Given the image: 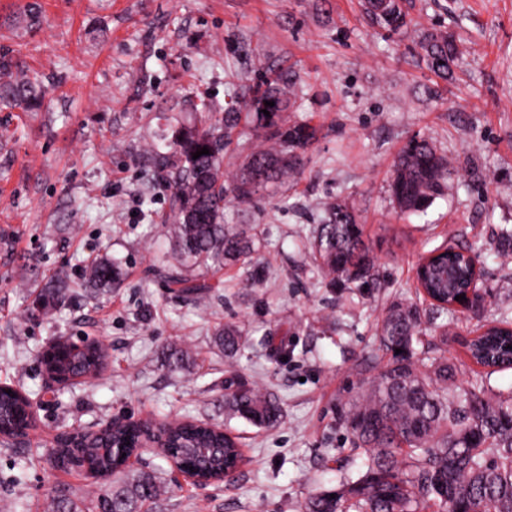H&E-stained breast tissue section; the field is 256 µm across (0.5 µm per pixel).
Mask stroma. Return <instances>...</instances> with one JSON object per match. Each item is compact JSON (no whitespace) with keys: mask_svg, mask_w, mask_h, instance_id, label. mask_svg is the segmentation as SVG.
Returning <instances> with one entry per match:
<instances>
[{"mask_svg":"<svg viewBox=\"0 0 512 512\" xmlns=\"http://www.w3.org/2000/svg\"><path fill=\"white\" fill-rule=\"evenodd\" d=\"M27 0H0V49L19 52L47 92L38 112L0 111V383L38 407L23 443L0 444V501L45 512L94 477L45 461L56 436L96 431L112 418H182L239 436L244 462L229 481L196 486L153 448L140 468L166 485L158 512H301L307 498L357 479L367 460L343 416L374 380L378 327L398 299L419 301L415 269L434 248H478L485 276L479 316H448V339L422 336L457 380L477 367L463 342L512 314V257L497 241L512 226V0H409L414 27L374 24L360 0H39L31 33L5 26ZM452 35L461 54L447 78L429 70L426 33ZM269 82L297 94L285 122H310L316 140L300 170L257 203H229L225 220L255 226L263 282L237 284L238 268L191 269L210 286L201 308L172 293L162 268L177 264L162 219L170 191L151 149L166 153L201 108L223 115L246 87ZM452 163L425 212L401 213L388 183L414 135ZM346 201L378 270L377 289L332 285L309 257L329 207ZM115 262L117 286L79 285L88 260ZM61 278L72 290L56 309L33 305ZM230 323L244 335L231 359L213 340ZM274 332L288 355H268ZM58 336L101 340L109 361L89 383L48 396L39 355ZM189 370L161 364L170 341ZM247 380L281 402L261 430L224 416V385Z\"/></svg>","mask_w":512,"mask_h":512,"instance_id":"obj_1","label":"stroma"}]
</instances>
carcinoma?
<instances>
[{
	"mask_svg": "<svg viewBox=\"0 0 512 512\" xmlns=\"http://www.w3.org/2000/svg\"><path fill=\"white\" fill-rule=\"evenodd\" d=\"M405 0H365L373 21L397 31L411 25ZM429 68L448 75L459 54L456 41L444 33L426 34L421 41ZM46 89L41 82L20 71L19 61L8 51L0 53V106L21 112L39 111ZM296 94L279 84L264 90L246 88L245 113L226 112L218 118L200 112L199 123L174 138L171 154L154 158L157 170L172 186L171 232L180 257L198 267L239 265L241 282L253 287L263 277L264 266L255 258L257 234L236 224L224 223V208L230 202L252 204L258 191L287 180L299 169L302 155L314 139V128L305 122L285 126L281 114L288 111ZM274 102L275 111L265 115L263 102ZM266 131L272 149L255 148L243 159L239 174L228 177L222 170L224 148L242 117ZM209 154L193 158L202 148ZM261 174L262 181H255ZM450 174L449 162L432 143L419 136L407 141L397 155L389 188L402 211L422 212L442 189ZM314 262L323 274L347 288L379 287L374 264L362 240L360 225L344 203H336L323 223L317 225L312 246ZM480 257L473 247L439 254L426 264L424 284L438 299L430 303L428 319L416 303L397 301L385 312L380 333L386 363L370 388L363 391L345 414L346 428L355 447L367 454L365 471L357 479L333 491L309 498L304 512H512V395L490 396L485 380L456 384V365L445 358L415 360L423 323L436 325L448 336V323H436L448 315L460 289L470 286L471 257ZM119 267L94 258L85 268V286L103 290L119 280ZM168 286L203 304L209 285L193 281L181 268L167 276ZM69 284L61 279L42 288L39 309L58 305ZM242 333L233 326L217 330L215 343L231 358L240 349ZM401 353H395V350ZM467 357L482 368L512 366V327L501 325L465 342ZM107 349L95 342L87 351L71 355L58 347L50 359L62 379H93L105 368ZM164 365L170 370L185 368L189 352L178 342L166 346ZM0 389V441L16 439L31 425L28 399ZM224 411L255 427L275 425L281 417L277 398L268 392L240 383L227 386ZM74 437L57 435L49 461L57 467L69 462V445ZM134 427L106 430L87 439L81 448L85 466L107 475L124 464L122 454L137 449ZM168 447L162 454L201 477L224 472V462L239 456L237 438L192 421L169 431ZM335 497H330V494ZM164 487L146 471L128 470L125 477L108 488L98 487L92 508L79 498L64 496L52 503V512H150L158 506Z\"/></svg>",
	"mask_w": 512,
	"mask_h": 512,
	"instance_id": "obj_1",
	"label": "carcinoma"
}]
</instances>
